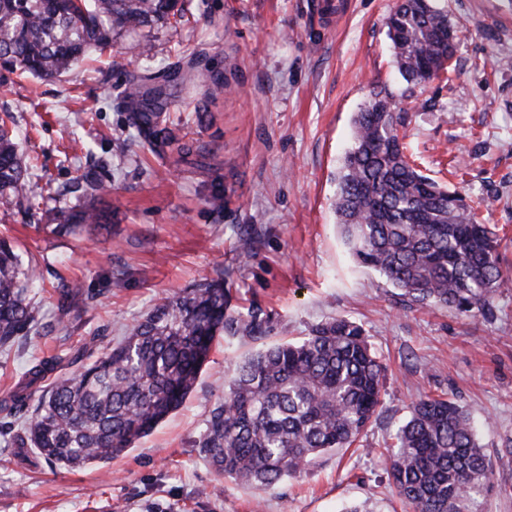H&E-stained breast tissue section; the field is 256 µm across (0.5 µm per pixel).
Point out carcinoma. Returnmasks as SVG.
<instances>
[{"label": "carcinoma", "instance_id": "carcinoma-1", "mask_svg": "<svg viewBox=\"0 0 512 512\" xmlns=\"http://www.w3.org/2000/svg\"><path fill=\"white\" fill-rule=\"evenodd\" d=\"M183 17L178 0H0V62L41 79L69 71L86 52L112 46V37ZM406 91L448 70L461 29L439 0H397L387 18ZM128 121L142 145L161 153L173 140L160 103L132 76L125 93ZM384 87L353 118V143L337 175V224L357 264L412 301L475 316L512 282L496 231L457 190L427 177L407 156L399 134L404 118ZM35 165L22 160L10 115L0 117V207L30 212L43 198ZM102 191L95 172H83L55 206L51 232L99 229L108 216L95 205ZM36 262L23 261L0 238V349L49 330L30 288ZM86 298L76 284L56 289L60 319ZM269 327L257 310L233 312L224 278L181 290L126 330L106 352L90 338L71 355L78 369L38 400L20 444L67 467L105 462L148 434L193 390L222 334L260 341ZM53 369L42 360L25 386L0 410L26 404L27 388ZM385 368L363 328L345 318L312 327L300 342L268 345L235 364L224 399L209 412L199 453L218 473L269 487L305 472L321 454L356 443L381 407ZM390 478L409 512H472L492 478L484 445L464 408L444 398L412 406L395 433Z\"/></svg>", "mask_w": 512, "mask_h": 512}]
</instances>
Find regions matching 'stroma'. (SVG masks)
I'll return each mask as SVG.
<instances>
[{"label": "stroma", "mask_w": 512, "mask_h": 512, "mask_svg": "<svg viewBox=\"0 0 512 512\" xmlns=\"http://www.w3.org/2000/svg\"><path fill=\"white\" fill-rule=\"evenodd\" d=\"M395 0H184L185 22L114 41L63 77L41 80L0 66V113H11L20 148L56 191L87 167L104 186L108 227L77 236L47 231L46 201L33 215L1 214L0 235L35 259L31 294L51 332L0 352V399L41 359L55 377L85 340L107 349L173 292L223 276L236 311L258 309L271 340L297 341L343 316L363 326L386 367L382 412L363 443L389 442L424 397L470 413L493 481L478 512H512V286L492 312L471 317L410 301L361 268L343 242L331 201L352 143V120L373 85L399 96L405 141L424 174L479 202L512 269V0H447L463 30L450 78L403 98L386 19ZM150 57L135 56L137 38ZM225 77L206 95L187 71ZM163 90L176 142L158 155L136 143L124 104L127 75ZM189 145L188 161L178 159ZM466 167L452 176L455 164ZM222 195L216 210L209 201ZM75 283L88 302L58 321L54 288ZM255 348L219 336L182 406L111 461L50 465L19 438L35 400L0 410V512H339L368 502L407 512L388 457L341 448L307 473L268 489L213 470L197 444L224 397L234 362Z\"/></svg>", "instance_id": "stroma-1"}]
</instances>
